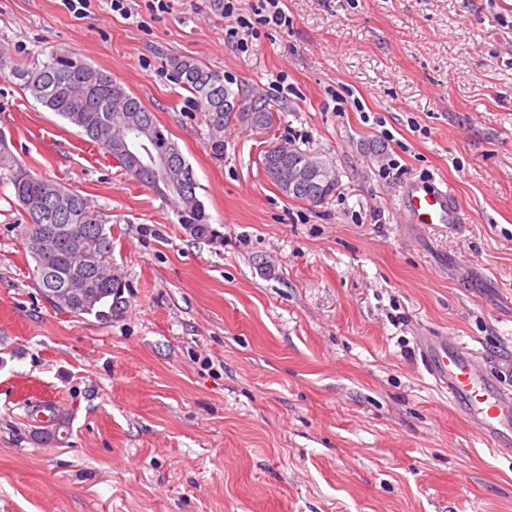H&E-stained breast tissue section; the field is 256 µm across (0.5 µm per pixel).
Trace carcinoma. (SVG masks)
I'll return each mask as SVG.
<instances>
[{
  "label": "carcinoma",
  "mask_w": 512,
  "mask_h": 512,
  "mask_svg": "<svg viewBox=\"0 0 512 512\" xmlns=\"http://www.w3.org/2000/svg\"><path fill=\"white\" fill-rule=\"evenodd\" d=\"M22 81L24 89L45 109L61 116L90 142L115 158L134 180L156 189L173 204L182 224L208 228L204 206L194 192L180 188L194 178L178 143L165 134L155 113L111 75L72 52H56L31 68L17 67L0 54V75ZM170 79L190 93L189 103L204 117L211 149L224 150V128L244 118L262 127L272 124L263 95L224 83V75L191 57L170 60ZM148 131L155 147L166 153L173 169L167 177L135 173V161L124 140ZM263 169L282 195L319 203L336 190V167L320 155L295 146H281L263 156ZM8 172L14 195L24 210V245L34 261L33 278L50 305L74 315L108 321L121 311L127 283L109 262L89 269L80 252L112 256V232L104 214L65 187L29 172L11 153L0 132V171Z\"/></svg>",
  "instance_id": "1"
}]
</instances>
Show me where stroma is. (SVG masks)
<instances>
[{"instance_id": "stroma-1", "label": "stroma", "mask_w": 512, "mask_h": 512, "mask_svg": "<svg viewBox=\"0 0 512 512\" xmlns=\"http://www.w3.org/2000/svg\"><path fill=\"white\" fill-rule=\"evenodd\" d=\"M0 0V51H72L137 94L178 142L209 217L172 205L0 76V130L34 174L86 197L127 282L111 321L43 298L26 216L0 177V512H512V452L485 446L421 363L447 336L512 373V0ZM267 96L224 152L169 60ZM335 166L312 204L262 157ZM412 183L457 224L401 222ZM62 429L42 436L38 413ZM268 179L282 195L290 199L319 203L336 190V168L320 155L295 146H281L276 152L266 153L262 161ZM305 171L309 179L299 185L288 182V173Z\"/></svg>"}]
</instances>
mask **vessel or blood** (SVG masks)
<instances>
[{
    "label": "vessel or blood",
    "instance_id": "1",
    "mask_svg": "<svg viewBox=\"0 0 512 512\" xmlns=\"http://www.w3.org/2000/svg\"><path fill=\"white\" fill-rule=\"evenodd\" d=\"M404 207L418 224H455L460 220L457 199L446 188H412ZM422 356L428 372L447 388L450 403L465 412L475 433L490 448H511L512 389L505 388L481 361L447 340L427 342Z\"/></svg>",
    "mask_w": 512,
    "mask_h": 512
}]
</instances>
